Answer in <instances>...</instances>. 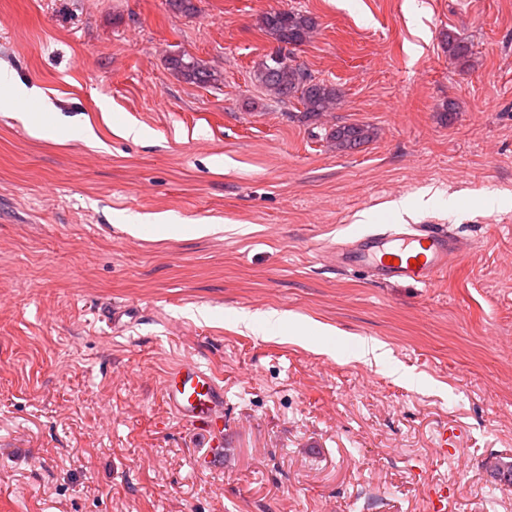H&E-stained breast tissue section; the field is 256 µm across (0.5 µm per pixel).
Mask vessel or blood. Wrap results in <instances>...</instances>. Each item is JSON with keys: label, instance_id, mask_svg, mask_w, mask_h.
<instances>
[{"label": "vessel or blood", "instance_id": "vessel-or-blood-1", "mask_svg": "<svg viewBox=\"0 0 512 512\" xmlns=\"http://www.w3.org/2000/svg\"><path fill=\"white\" fill-rule=\"evenodd\" d=\"M460 253L455 232L441 224L381 223L337 244L331 264L346 271L362 268L377 282L432 285ZM164 398L182 420L202 424L210 436L224 432V388L215 374L186 360L171 369Z\"/></svg>", "mask_w": 512, "mask_h": 512}]
</instances>
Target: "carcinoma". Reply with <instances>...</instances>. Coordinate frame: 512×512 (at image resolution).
<instances>
[{"mask_svg": "<svg viewBox=\"0 0 512 512\" xmlns=\"http://www.w3.org/2000/svg\"><path fill=\"white\" fill-rule=\"evenodd\" d=\"M262 26L278 43V58L267 54L254 73V82L269 95L302 107L305 119L322 117L341 105L342 95L332 85L316 80L306 68L298 64L288 45L306 42L316 29L315 20L295 11H273L262 20ZM448 56L462 68L474 66L472 49L467 39L448 31ZM169 68L184 82L208 85L220 75L202 61L189 55L168 58ZM372 131L364 125H338L327 134V141L338 151L354 150L369 141Z\"/></svg>", "mask_w": 512, "mask_h": 512, "instance_id": "carcinoma-1", "label": "carcinoma"}]
</instances>
